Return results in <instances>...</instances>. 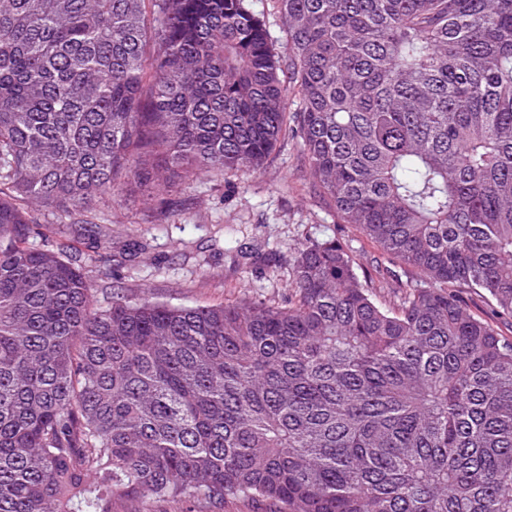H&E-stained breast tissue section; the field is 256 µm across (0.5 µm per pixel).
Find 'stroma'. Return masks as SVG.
Listing matches in <instances>:
<instances>
[{
	"mask_svg": "<svg viewBox=\"0 0 512 512\" xmlns=\"http://www.w3.org/2000/svg\"><path fill=\"white\" fill-rule=\"evenodd\" d=\"M30 209L40 223L30 245L39 248L50 239L79 252L99 310L110 307L116 288L134 301L171 305L283 301L295 249L305 240L347 245L357 276L377 296L407 276L355 226L341 221L290 135L256 173L182 174L169 191L103 198L80 217L49 205L34 203ZM83 219L106 228L98 248L87 247Z\"/></svg>",
	"mask_w": 512,
	"mask_h": 512,
	"instance_id": "1",
	"label": "stroma"
}]
</instances>
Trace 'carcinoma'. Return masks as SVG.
<instances>
[{"instance_id":"carcinoma-1","label":"carcinoma","mask_w":512,"mask_h":512,"mask_svg":"<svg viewBox=\"0 0 512 512\" xmlns=\"http://www.w3.org/2000/svg\"><path fill=\"white\" fill-rule=\"evenodd\" d=\"M0 0V512H512V0ZM300 109H289V97ZM292 132L343 223L288 298L94 308L64 211ZM253 8L264 13L271 39L277 47L284 41L283 25L273 0H253ZM464 299L468 305V307L473 311H478L481 313L483 318L494 325L499 333L503 336L512 338V326L510 321L501 319L493 306L486 305L481 298L476 295H463Z\"/></svg>"}]
</instances>
